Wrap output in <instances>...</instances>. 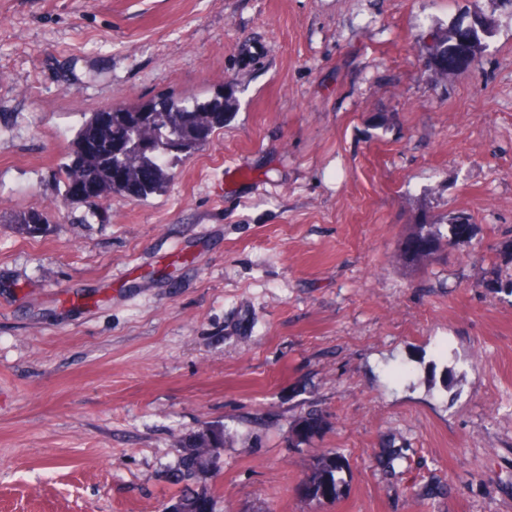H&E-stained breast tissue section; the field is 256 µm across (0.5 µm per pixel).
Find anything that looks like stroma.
Segmentation results:
<instances>
[{
	"instance_id": "stroma-1",
	"label": "stroma",
	"mask_w": 512,
	"mask_h": 512,
	"mask_svg": "<svg viewBox=\"0 0 512 512\" xmlns=\"http://www.w3.org/2000/svg\"><path fill=\"white\" fill-rule=\"evenodd\" d=\"M220 88L162 192L60 204L83 113ZM30 209L47 235L14 232ZM511 278L506 0H0V512H162L209 425L213 512H512ZM331 448L345 484L306 498ZM481 49L477 31L454 30L438 37L431 55L440 69L448 70V67L475 60ZM469 218L463 213L457 214L449 224H420L408 237L404 255L416 264H422L435 253L443 241L451 244L467 235ZM322 425L323 419L321 415L316 411H309L300 417L292 437L297 440L298 444H301L318 433ZM181 448L183 452L178 476L182 482L194 476L196 472L214 466L215 459L210 458L219 448H224V429L208 427L194 433L182 441Z\"/></svg>"
}]
</instances>
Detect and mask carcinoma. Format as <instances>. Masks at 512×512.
<instances>
[{
	"label": "carcinoma",
	"instance_id": "obj_1",
	"mask_svg": "<svg viewBox=\"0 0 512 512\" xmlns=\"http://www.w3.org/2000/svg\"><path fill=\"white\" fill-rule=\"evenodd\" d=\"M481 51L477 31H449L438 37L431 48L436 65L446 70L462 62L476 59ZM233 95L212 98L162 95L137 104L119 105L108 112H91L76 129L69 142L66 161L59 166L64 205L86 202L93 197L97 205L88 206V224L104 216L102 205L116 195L142 199L166 187L174 176V164L194 154L218 128L225 117L236 109ZM12 223L18 233L43 236L49 231L47 215L39 210L19 212ZM469 218L458 214L448 224H419L408 237L404 255L422 264L435 253L442 242L453 243L467 235ZM323 425L321 415L309 411L301 416L293 437L301 444ZM224 447V428L208 427L182 441L179 481L215 464L211 456ZM347 462L337 451L313 456L311 473L302 486L303 494L312 500H333L344 483ZM192 499L196 512H212L209 498L186 486L178 495Z\"/></svg>",
	"mask_w": 512,
	"mask_h": 512
}]
</instances>
